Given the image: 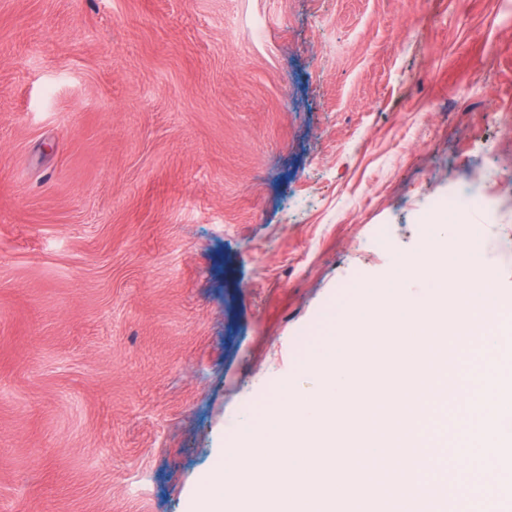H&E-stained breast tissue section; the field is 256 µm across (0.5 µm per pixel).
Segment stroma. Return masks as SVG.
<instances>
[{
    "instance_id": "stroma-1",
    "label": "stroma",
    "mask_w": 512,
    "mask_h": 512,
    "mask_svg": "<svg viewBox=\"0 0 512 512\" xmlns=\"http://www.w3.org/2000/svg\"><path fill=\"white\" fill-rule=\"evenodd\" d=\"M484 179L512 326V0H0V512H186Z\"/></svg>"
}]
</instances>
